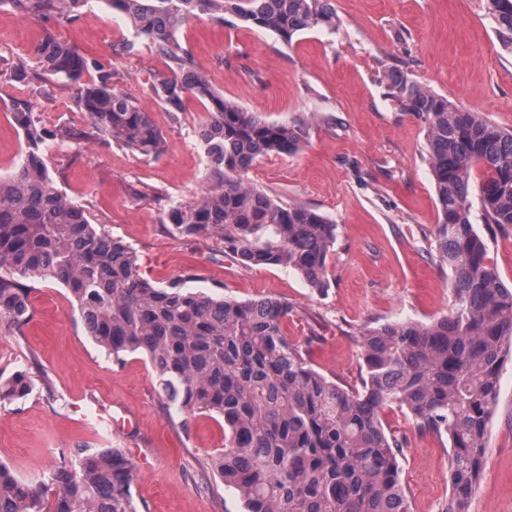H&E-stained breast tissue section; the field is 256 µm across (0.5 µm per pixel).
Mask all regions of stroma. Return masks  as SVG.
Returning a JSON list of instances; mask_svg holds the SVG:
<instances>
[{"mask_svg":"<svg viewBox=\"0 0 512 512\" xmlns=\"http://www.w3.org/2000/svg\"><path fill=\"white\" fill-rule=\"evenodd\" d=\"M336 30L297 33L291 42L233 17L203 16L177 38L196 69L247 112L295 121L297 152L262 159L249 181L286 202L307 205L336 222L328 286L311 288L283 267H251L225 258L218 237H183L162 221L175 202L194 200L211 181L198 128L205 111L188 99L169 112L147 90L164 60L144 48L119 56L133 29L106 0H89L76 17L34 18L0 0V59L22 65L27 80L0 76V176L25 147L12 112L28 101L51 130L87 119L64 82L45 85L32 48L52 30L115 72V90L136 99L167 141L157 158L125 146L88 141L51 144L45 154L57 187L91 221L130 245L144 278H187L196 290L228 300L288 301V337L325 377L361 384L362 334L370 327L447 316L451 282L435 249L437 198L420 120L398 111L382 80L400 64L462 107L512 129V51L499 42L486 0H333ZM472 221L487 259L512 286V226ZM31 321L0 322V376L26 371L31 393L0 404V462L21 479H42L72 448H122L136 466L132 491L148 512H246L241 493L211 466L224 445L217 419L189 414L160 396L140 353L113 362L87 336L77 307L59 283L30 284ZM404 441L401 480L412 512H441L449 493L448 440L419 432L407 412L384 408ZM469 512H512V359L501 371L488 425L481 477Z\"/></svg>","mask_w":512,"mask_h":512,"instance_id":"35a3bbf8","label":"stroma"}]
</instances>
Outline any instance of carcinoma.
Listing matches in <instances>:
<instances>
[{"label":"carcinoma","mask_w":512,"mask_h":512,"mask_svg":"<svg viewBox=\"0 0 512 512\" xmlns=\"http://www.w3.org/2000/svg\"><path fill=\"white\" fill-rule=\"evenodd\" d=\"M34 17L77 15L88 0H10ZM129 21L134 39L114 47L133 56L145 45L166 60L149 92L169 112L197 99L206 112L198 134L212 183L191 203H176L162 223L185 237H220L224 254L247 266H281L312 288L327 287L336 224L315 209L254 187L255 162L298 148L299 128L270 122L224 98L176 38L189 18L229 14L286 42L299 32L336 28L332 0H106ZM501 44L512 50V0H488ZM41 80H66L85 129L49 130L32 106L14 109L25 151L0 177V322H30L23 281L58 282L77 304L87 333L120 363L149 359L159 392L187 413L224 421V447L212 465L237 489L246 512H411L400 479L403 442L384 423L385 406L405 409L417 427L448 436L449 494L441 512H468L481 474L487 424L501 367L512 349V287L486 261L472 222L477 197L487 224H512V131L416 80L383 72L393 104L420 119L439 219L434 237L448 267L453 306L430 323L398 321L363 334L361 388L317 372L284 325L292 309L276 298L227 300L150 282L133 249L96 227L61 192L44 151L57 139L116 142L158 158L167 142L151 116L114 90L115 74L51 31L35 45ZM97 80H84L85 73ZM483 178L475 180V170ZM24 372L0 381V402L25 396ZM136 470L122 448H71L44 480L24 482L0 463V512H145L132 494Z\"/></svg>","instance_id":"carcinoma-1"}]
</instances>
